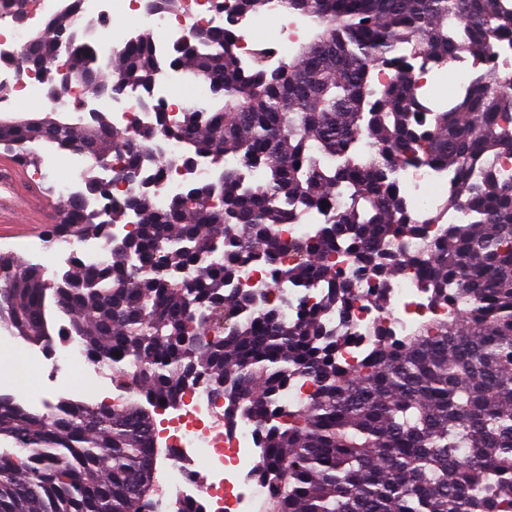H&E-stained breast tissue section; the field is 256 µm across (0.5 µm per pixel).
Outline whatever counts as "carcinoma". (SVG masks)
Returning <instances> with one entry per match:
<instances>
[{"label":"carcinoma","mask_w":512,"mask_h":512,"mask_svg":"<svg viewBox=\"0 0 512 512\" xmlns=\"http://www.w3.org/2000/svg\"><path fill=\"white\" fill-rule=\"evenodd\" d=\"M281 2L320 32L275 66L241 65L239 29L224 26L164 55L142 34L113 51L107 76L75 24L79 0H63L25 46L23 67L41 74L54 99L88 78L110 92L147 93L167 65L198 75L210 102L173 120L148 97L142 104L155 121L132 139L99 111L80 124L57 115L49 128L25 118L0 122V144L19 150L23 163H37L28 143L70 152L93 138L99 158L117 152L135 173L144 149L176 136L190 164L218 166L231 156L236 165L190 183L163 210L147 191L113 198L112 184L89 172L86 192L106 208L90 214L71 199L50 235L105 239L106 266L72 264L50 275L0 256V327L42 347L59 328L115 373L140 363L147 399H60L40 411L0 394V512H153L154 412L201 379L224 401V423L255 422L267 512H512V184L484 167L512 149V76L482 73L442 109L412 82L420 65H449L512 38V7ZM267 5L234 0L233 10L251 15ZM63 53L70 82L54 67ZM379 69L396 79L375 82ZM396 160L455 168L445 206L466 208L470 223L428 239L399 193ZM302 210L327 213L325 223L301 241L278 238L279 225ZM132 215L134 230L112 241L109 226ZM413 238L423 241L421 253L390 252ZM283 249L297 261L273 265ZM336 251L385 277L421 266L433 297L459 302L462 315L403 339L379 327L370 359L347 367L338 358L347 336L328 332L324 321L334 310L347 314L354 292L328 260ZM217 253L224 260L209 262ZM134 256L145 267L132 264ZM252 262L271 266L276 281L321 284L322 302L292 321L261 304L242 318L244 301L227 285ZM300 374L316 378L310 400L301 409L280 405L279 390Z\"/></svg>","instance_id":"carcinoma-1"}]
</instances>
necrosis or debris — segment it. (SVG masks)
Returning <instances> with one entry per match:
<instances>
[{
	"mask_svg": "<svg viewBox=\"0 0 512 512\" xmlns=\"http://www.w3.org/2000/svg\"><path fill=\"white\" fill-rule=\"evenodd\" d=\"M129 10L135 13L133 22L136 28L146 32L162 53L188 39L191 27L197 24L211 28L238 27L242 38L235 44L234 52L245 63L252 56L249 35L255 29L272 25L273 32L266 47L267 57L272 61L304 35L300 19L288 12L280 0H272L263 14L243 19L237 18L231 7L223 6L221 0H186L184 10L162 14L149 12L146 0H82V16H95L105 21L102 29L91 34L99 63L110 59L114 44L127 41L126 30L112 26L111 19ZM27 40V29L16 23L9 8L0 0V85L7 88L8 100L22 97L36 106L49 103L56 108L70 107V100L49 99L46 85L39 75L31 74L24 80H16L20 54ZM452 69L464 86L469 85L474 76L493 69L511 72L512 41H493L485 54L461 57L453 63ZM178 82L177 71L163 68L152 91L153 98L161 102L170 114L206 105V85L196 83L181 93L177 90ZM96 107L98 111L111 113L113 125L131 134L154 121L153 113L144 111L139 98L134 95L100 99ZM42 165L48 173L56 171L58 166H66L68 177L57 185L63 199L79 196L85 210L96 212L101 209V201L82 190L91 167L89 154L72 151L62 158L47 153L42 157ZM216 173V167L208 164L195 165L182 174L166 172L159 183L148 187L155 208L164 209L171 198L182 195L189 181L209 180ZM396 176L409 212L416 223L426 225L429 238L441 239L449 225L469 222L467 211H445L441 208L443 197L457 177L455 170L436 164H400L396 167ZM27 249L36 266L45 270L64 263L99 267L111 261L108 245L99 237L73 243H31ZM379 284L389 295V307L384 311L375 308L367 297L369 288ZM232 288L238 296L264 298L267 303L278 306L283 316L291 320L296 318L300 309L317 305L321 300L320 289L303 292L290 284H274L266 266L240 267ZM458 310V305L435 301L425 286L420 267L409 265L391 279L380 281L368 275L356 282L346 322H339L332 314L327 316L326 323L334 330L347 327L350 336L339 358L346 365L354 366L370 356L374 348L372 330L375 326H383L393 336H407L417 325L446 321ZM63 363L88 377L93 376L96 370L84 347L65 339L49 351L22 349L14 365L22 374L37 364L50 365L47 380L49 388L53 389L67 382L59 370ZM220 407V402L211 396L207 383L201 381L186 391L177 405L161 409L153 440L168 450L171 470L167 489L186 512H259L261 503L269 495L267 486L255 478L263 450L258 446L252 423L242 420L234 427H225L218 420ZM200 457L209 459L211 465L212 481L205 494L201 493L190 466L191 461Z\"/></svg>",
	"mask_w": 512,
	"mask_h": 512,
	"instance_id": "4bbe7bcc",
	"label": "necrosis or debris"
}]
</instances>
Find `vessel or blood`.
I'll return each mask as SVG.
<instances>
[{
  "instance_id": "obj_1",
  "label": "vessel or blood",
  "mask_w": 512,
  "mask_h": 512,
  "mask_svg": "<svg viewBox=\"0 0 512 512\" xmlns=\"http://www.w3.org/2000/svg\"><path fill=\"white\" fill-rule=\"evenodd\" d=\"M59 214L41 185L30 180L14 153L0 152V236L41 234Z\"/></svg>"
}]
</instances>
